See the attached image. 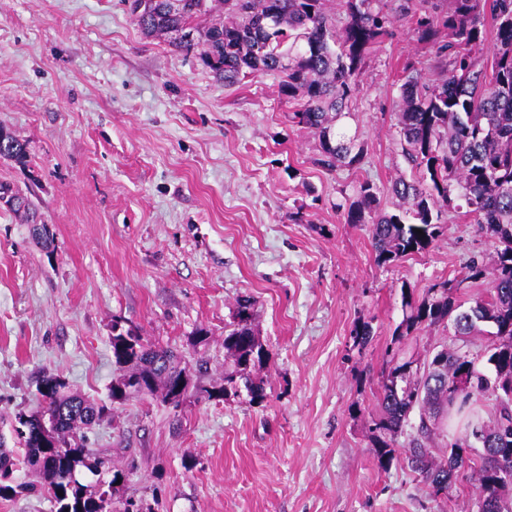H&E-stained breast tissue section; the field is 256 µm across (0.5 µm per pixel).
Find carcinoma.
I'll use <instances>...</instances> for the list:
<instances>
[{
  "instance_id": "carcinoma-1",
  "label": "carcinoma",
  "mask_w": 512,
  "mask_h": 512,
  "mask_svg": "<svg viewBox=\"0 0 512 512\" xmlns=\"http://www.w3.org/2000/svg\"><path fill=\"white\" fill-rule=\"evenodd\" d=\"M141 31L168 36L169 44L186 53L203 46L201 59L224 85L232 86L256 73L280 77L279 92L294 110L289 121L314 133L318 153L313 163L329 172L355 168L365 148L355 138L334 131L358 92V78L373 45L392 35L395 16L374 0H340L347 22L336 29L326 0H182L171 10L168 0H124ZM220 18L204 27L197 20L212 12ZM421 42L437 47L447 58L442 77L421 81L405 68L395 109L406 161L418 172L412 181L399 179L391 191L402 202L394 212L379 208L373 185L359 183L356 197L337 208L347 224H367L375 261L387 265L428 251L439 236L445 209L460 199L475 223L495 240L490 262L472 257L457 281L461 288L490 278V291L462 308L448 293V283L432 284L422 298L402 294L403 319L393 334L401 342L412 333L453 325L462 343L485 323L494 328L491 341L477 358L459 349H442L419 371L410 362H395L377 397L371 442L384 467L403 462L418 474L431 493L448 495L463 479L474 482L476 497L490 502L512 497V397L499 395L512 382V0H451L448 12L400 3ZM494 28L491 61L479 56L487 23ZM189 30L193 37L174 34ZM0 157L23 162L24 145L0 129ZM15 211L30 212L28 198L0 185V201ZM422 233H417V230ZM253 302H236L234 321L224 334V356L232 370L224 375L223 396L242 380L250 401L266 398V383L253 375L268 357L252 326ZM112 357L118 371L112 382L114 402L147 394L168 403L182 376L192 367L172 351L132 337L131 330L112 336ZM466 372L472 382L458 389ZM60 377L42 378L40 414L16 416V448L0 440V499L20 493L54 497L56 512H119L117 480L125 471L98 459L84 446V429L103 420L105 406L68 394ZM483 399L495 401L494 420L487 423L474 410ZM418 412L416 435L397 447L396 441ZM481 437L482 454L472 456ZM39 474L34 484L16 483V471ZM88 471L100 488L92 491L79 476Z\"/></svg>"
}]
</instances>
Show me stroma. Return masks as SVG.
<instances>
[{
    "label": "stroma",
    "instance_id": "obj_1",
    "mask_svg": "<svg viewBox=\"0 0 512 512\" xmlns=\"http://www.w3.org/2000/svg\"><path fill=\"white\" fill-rule=\"evenodd\" d=\"M410 63L430 84L445 60L400 18L341 121L367 154L329 174L313 133L288 122L278 76L224 86L199 52L145 36L123 0H0V127L26 150L0 158V184L47 230L0 204V435L39 411L54 374L107 406L88 446L130 467L122 497L158 512H469L472 486L431 495L379 464L369 428L402 289L455 281L494 240L452 209L428 252L381 266L367 228L335 208L367 180L393 210L392 183L412 178L395 114ZM241 296L269 353L260 403L202 394L224 382ZM116 324L206 362L179 406L112 401ZM457 345L431 327L401 355Z\"/></svg>",
    "mask_w": 512,
    "mask_h": 512
}]
</instances>
